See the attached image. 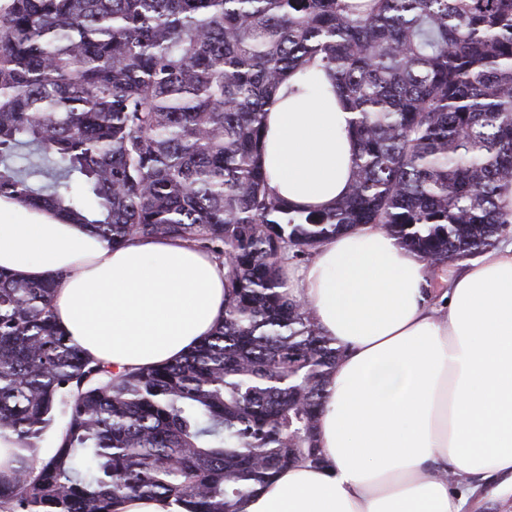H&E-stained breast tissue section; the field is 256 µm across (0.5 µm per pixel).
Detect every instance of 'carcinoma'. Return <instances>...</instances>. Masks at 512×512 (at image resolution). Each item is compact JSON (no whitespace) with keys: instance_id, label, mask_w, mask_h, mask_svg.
Returning <instances> with one entry per match:
<instances>
[{"instance_id":"1","label":"carcinoma","mask_w":512,"mask_h":512,"mask_svg":"<svg viewBox=\"0 0 512 512\" xmlns=\"http://www.w3.org/2000/svg\"><path fill=\"white\" fill-rule=\"evenodd\" d=\"M313 65L356 111L358 150L347 196L302 213L259 151L272 94ZM510 192L512 0H0V195L226 268L220 326L121 373L57 325L54 280L0 270V438L29 451L0 473V512H246L323 461L343 354L284 266L376 224L433 271L512 234ZM180 508L172 499H140L131 497L119 506V512H179Z\"/></svg>"}]
</instances>
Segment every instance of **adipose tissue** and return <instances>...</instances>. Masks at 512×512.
I'll use <instances>...</instances> for the list:
<instances>
[{
    "label": "adipose tissue",
    "mask_w": 512,
    "mask_h": 512,
    "mask_svg": "<svg viewBox=\"0 0 512 512\" xmlns=\"http://www.w3.org/2000/svg\"><path fill=\"white\" fill-rule=\"evenodd\" d=\"M354 116L335 79L288 74L267 107L261 163L296 211L353 178ZM0 268L54 278L57 324L115 371L179 358L224 315L221 261L179 239L114 248L0 196ZM292 296L343 351L317 424L325 462L282 469L247 512H512V236L449 263L428 300L422 256L373 224L288 266Z\"/></svg>",
    "instance_id": "1"
}]
</instances>
